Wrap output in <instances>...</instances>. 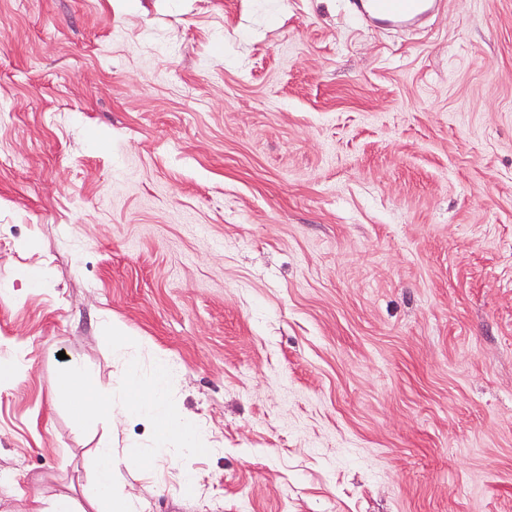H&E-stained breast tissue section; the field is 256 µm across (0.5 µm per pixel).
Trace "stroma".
I'll list each match as a JSON object with an SVG mask.
<instances>
[{"mask_svg":"<svg viewBox=\"0 0 512 512\" xmlns=\"http://www.w3.org/2000/svg\"><path fill=\"white\" fill-rule=\"evenodd\" d=\"M1 288L0 512L149 443L52 400L109 323L213 446L140 512H512V0H0ZM441 3V0H353L352 7L375 24L407 27L430 17ZM20 352L14 351V356L0 359V389L18 388L25 381V375L19 366Z\"/></svg>","mask_w":512,"mask_h":512,"instance_id":"35a3bbf8","label":"stroma"}]
</instances>
